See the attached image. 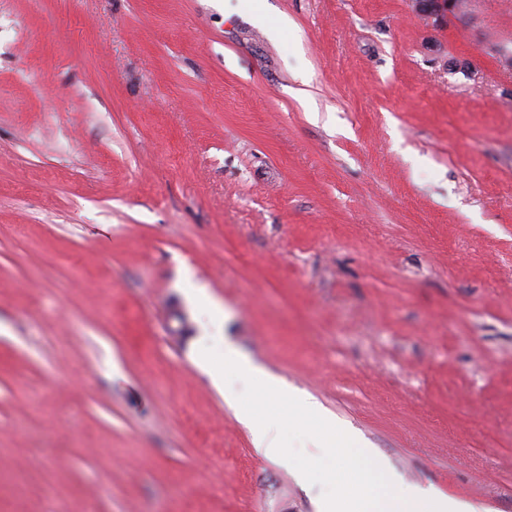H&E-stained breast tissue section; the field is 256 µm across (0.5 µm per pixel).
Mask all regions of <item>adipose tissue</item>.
<instances>
[{"mask_svg":"<svg viewBox=\"0 0 512 512\" xmlns=\"http://www.w3.org/2000/svg\"><path fill=\"white\" fill-rule=\"evenodd\" d=\"M214 332L202 327L196 338L194 363L209 383L222 390L224 400L233 406L251 428L254 448L272 457L286 454V443H273L268 424L277 420L283 434L305 429L318 437L328 452L313 464H300L295 477L304 482L321 478L325 496L320 512H493L492 508L445 493L435 486L400 488L382 463L368 459L354 437L337 429L335 423L311 405L292 397L287 388L263 369L245 362L232 344L212 352ZM253 376L257 388L244 398L225 389L224 380L232 373Z\"/></svg>","mask_w":512,"mask_h":512,"instance_id":"ef3b65f1","label":"adipose tissue"}]
</instances>
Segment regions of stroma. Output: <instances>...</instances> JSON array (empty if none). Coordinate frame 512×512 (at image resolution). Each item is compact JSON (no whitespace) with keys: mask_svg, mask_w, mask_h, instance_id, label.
I'll use <instances>...</instances> for the list:
<instances>
[{"mask_svg":"<svg viewBox=\"0 0 512 512\" xmlns=\"http://www.w3.org/2000/svg\"><path fill=\"white\" fill-rule=\"evenodd\" d=\"M0 0V512H316L224 336L402 483L512 512V0ZM459 0H413L416 10L423 16L436 19L447 18L459 11Z\"/></svg>","mask_w":512,"mask_h":512,"instance_id":"35a3bbf8","label":"stroma"}]
</instances>
